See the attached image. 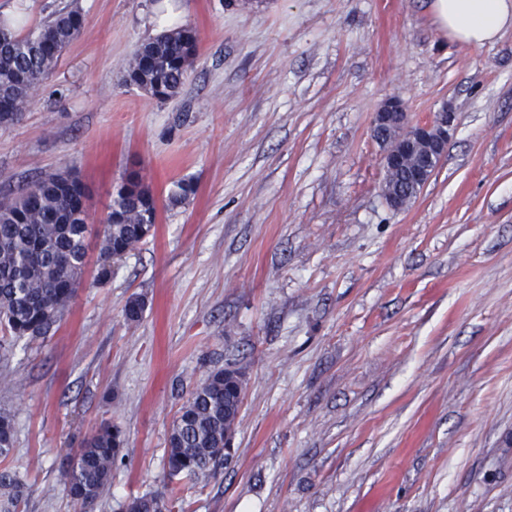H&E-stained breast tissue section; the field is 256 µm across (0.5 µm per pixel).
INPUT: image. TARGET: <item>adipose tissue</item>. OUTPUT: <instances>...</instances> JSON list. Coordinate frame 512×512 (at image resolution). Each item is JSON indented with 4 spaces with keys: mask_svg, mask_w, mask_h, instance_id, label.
<instances>
[{
    "mask_svg": "<svg viewBox=\"0 0 512 512\" xmlns=\"http://www.w3.org/2000/svg\"><path fill=\"white\" fill-rule=\"evenodd\" d=\"M439 30L455 43L481 47L512 31V0H433Z\"/></svg>",
    "mask_w": 512,
    "mask_h": 512,
    "instance_id": "ef3b65f1",
    "label": "adipose tissue"
}]
</instances>
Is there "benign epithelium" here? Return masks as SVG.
<instances>
[{"label": "benign epithelium", "mask_w": 512, "mask_h": 512, "mask_svg": "<svg viewBox=\"0 0 512 512\" xmlns=\"http://www.w3.org/2000/svg\"><path fill=\"white\" fill-rule=\"evenodd\" d=\"M453 113L436 112L425 121L411 118L402 102L390 98L374 113L372 133L382 148L384 172H407L415 188L424 189L447 151ZM382 196L394 210H402L414 201L382 184Z\"/></svg>", "instance_id": "7a95c632"}]
</instances>
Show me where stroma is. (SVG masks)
<instances>
[{"mask_svg":"<svg viewBox=\"0 0 512 512\" xmlns=\"http://www.w3.org/2000/svg\"><path fill=\"white\" fill-rule=\"evenodd\" d=\"M431 0H0L22 32L79 6L78 39L0 129V197L54 171L95 223L130 167L152 237L0 361L21 512H74L70 449L110 421L126 458L92 512L162 489L191 391L245 373L231 461L182 479L187 512H512V32L448 40ZM193 28L180 92L123 75L161 20ZM455 116L434 176L394 211L375 112ZM195 191L180 205L179 182ZM145 295L138 322L124 306Z\"/></svg>","mask_w":512,"mask_h":512,"instance_id":"stroma-1","label":"stroma"}]
</instances>
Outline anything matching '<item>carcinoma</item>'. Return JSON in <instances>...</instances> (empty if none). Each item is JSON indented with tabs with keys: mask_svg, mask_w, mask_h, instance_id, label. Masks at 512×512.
Returning a JSON list of instances; mask_svg holds the SVG:
<instances>
[{
	"mask_svg": "<svg viewBox=\"0 0 512 512\" xmlns=\"http://www.w3.org/2000/svg\"><path fill=\"white\" fill-rule=\"evenodd\" d=\"M81 9L55 14L25 35L0 23V128L18 124L26 108L28 84L44 80L56 67L82 29ZM186 27L162 31L141 43L126 69V81L168 100L184 84L190 60ZM83 182L74 183L68 171L45 174L37 182L6 199L0 208V325L11 341L33 342L61 319L80 285L91 232L81 216ZM157 206L144 179L122 180L106 217L100 240V264L95 281L110 280V261L134 250L151 233ZM146 307L141 295L131 297L124 316L137 322ZM237 364L211 371L182 405L168 437L167 479L164 489L130 499L124 512H173V483L187 477L207 483L224 467L231 453L243 400ZM14 425L0 415V458L12 453ZM126 437L112 422L102 423L67 456L63 491L82 512H89L110 489L112 470L123 460ZM27 484L9 468L0 469V512H19Z\"/></svg>",
	"mask_w": 512,
	"mask_h": 512,
	"instance_id": "1",
	"label": "carcinoma"
}]
</instances>
